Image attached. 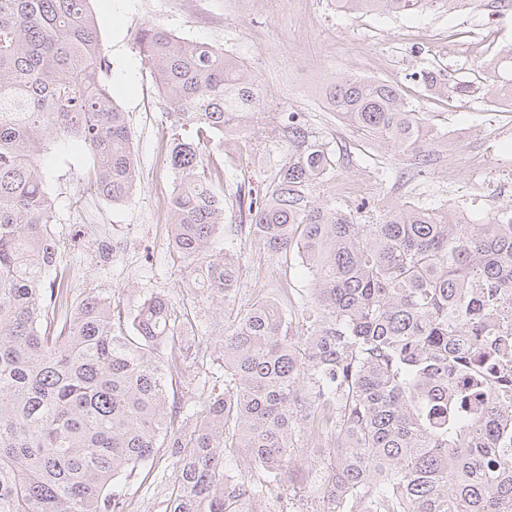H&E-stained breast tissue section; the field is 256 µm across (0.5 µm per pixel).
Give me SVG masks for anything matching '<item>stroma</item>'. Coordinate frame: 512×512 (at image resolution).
<instances>
[{"mask_svg":"<svg viewBox=\"0 0 512 512\" xmlns=\"http://www.w3.org/2000/svg\"><path fill=\"white\" fill-rule=\"evenodd\" d=\"M92 9L111 62L108 81L133 133L139 179L131 201L112 205L78 180L91 156L74 142L52 140L45 163L47 188L56 205L61 283L77 299L98 290L112 297L128 330L149 294L167 295L193 319L200 349L193 370L175 375L170 400L192 411L204 385L221 382L222 340L237 313L271 299L297 309L314 286L296 252L269 255L258 243L236 235L244 251L236 301L197 302L188 268L172 249L167 212L159 198L173 187L165 154L172 132L153 70L140 54L138 30L159 24L177 37L203 41L240 60L256 77L261 119L279 125L285 113H300L335 163L312 190L314 203H329L379 217L387 203L430 208L456 207L488 220L512 206V112L488 106L482 93L483 62L512 47V10L492 0H474L469 9L432 8L389 16L350 15L336 0H93ZM431 69L448 84H471L469 95L430 96L413 75ZM389 81L412 107L443 134L425 171L414 158L368 143L339 115L323 92L336 75ZM285 160L283 149L259 142L242 150L226 141L211 165L224 170V221L241 223L235 203L240 182L263 188ZM178 471L166 452L126 481L129 512H157L156 484L174 485Z\"/></svg>","mask_w":512,"mask_h":512,"instance_id":"obj_1","label":"stroma"}]
</instances>
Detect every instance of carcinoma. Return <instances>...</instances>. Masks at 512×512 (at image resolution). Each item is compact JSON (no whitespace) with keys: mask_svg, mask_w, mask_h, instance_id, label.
I'll use <instances>...</instances> for the list:
<instances>
[{"mask_svg":"<svg viewBox=\"0 0 512 512\" xmlns=\"http://www.w3.org/2000/svg\"><path fill=\"white\" fill-rule=\"evenodd\" d=\"M92 0H0V512H125L123 480L165 448L178 484L165 512H246L317 490L320 512H512V208L487 222L456 209L390 206L375 221L310 200L333 167L295 112L268 133L286 153L265 193L238 190L248 236L271 256L296 250L315 288L300 312L274 300L238 313L224 335V379L180 428L169 406L187 370L192 326L152 293L116 335L112 297L78 302L49 281L51 139L93 159L89 189L128 203L137 159L107 81ZM438 0H336L348 13L406 14ZM158 76L175 138L167 214L174 251L201 301L232 302L242 249L224 237V173L208 157L261 115L242 62L162 26L137 36ZM512 49L486 95L512 92ZM426 90L448 91L433 71ZM328 108L362 137L425 158L439 136L398 86L336 77ZM328 447L299 486L302 433ZM242 458L232 474L228 458Z\"/></svg>","mask_w":512,"mask_h":512,"instance_id":"obj_1","label":"carcinoma"}]
</instances>
